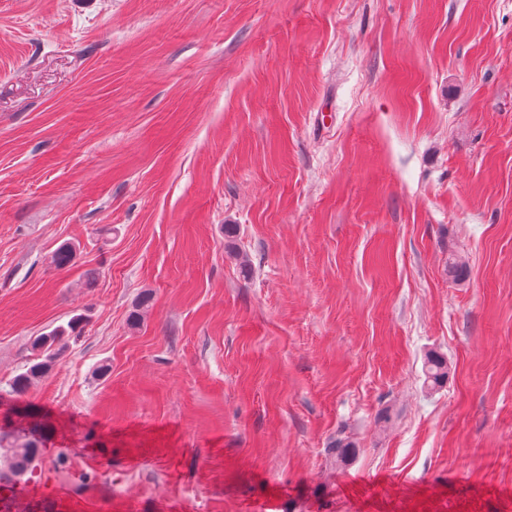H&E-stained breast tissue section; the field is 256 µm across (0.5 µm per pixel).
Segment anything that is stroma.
<instances>
[{"instance_id":"obj_1","label":"stroma","mask_w":512,"mask_h":512,"mask_svg":"<svg viewBox=\"0 0 512 512\" xmlns=\"http://www.w3.org/2000/svg\"><path fill=\"white\" fill-rule=\"evenodd\" d=\"M1 413L19 512H512V0H0ZM82 322L81 316L71 318L66 326H57L46 336H41L33 342L35 349L42 352V361L33 363L25 368L24 371L16 374L9 384L12 397L16 400L26 397L30 386L35 380L44 376L51 370L53 363L60 354L64 343L62 339L65 336L78 337L80 332V324ZM56 346H58L56 348ZM29 434V438H14L12 440H9L8 435L0 434V447H6L8 453V470L0 472V489L12 487L14 478L25 477L28 473H32L36 466L40 448L43 447L42 434L36 430ZM3 442L6 443V446H2Z\"/></svg>"}]
</instances>
